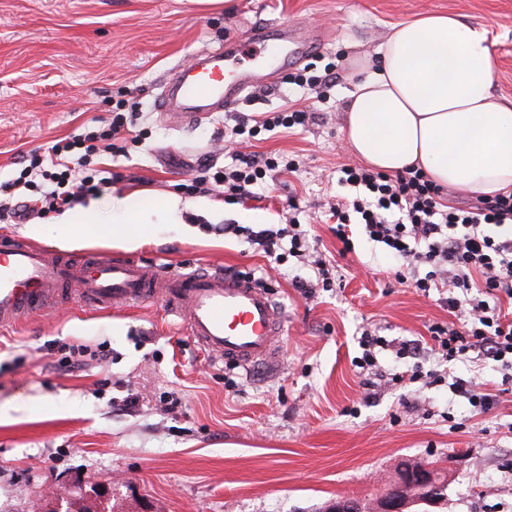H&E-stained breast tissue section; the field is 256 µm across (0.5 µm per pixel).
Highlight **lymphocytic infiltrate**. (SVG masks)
Wrapping results in <instances>:
<instances>
[{"label": "lymphocytic infiltrate", "mask_w": 512, "mask_h": 512, "mask_svg": "<svg viewBox=\"0 0 512 512\" xmlns=\"http://www.w3.org/2000/svg\"><path fill=\"white\" fill-rule=\"evenodd\" d=\"M315 115L310 105L286 106L254 120L225 113L224 149L237 156L238 164L231 169L204 170L188 184V191L202 193L220 187L225 200L238 202L253 197L269 172H295L293 162L258 153L243 156L238 148L264 132L305 126ZM138 139L139 132L125 113H115L110 124L54 140L44 154L33 156L16 181L38 186L40 214L62 212L109 185V177L95 166L98 154L121 152L123 143ZM337 182L352 191L329 207L343 252L352 249L348 226L361 225L368 240L383 244L400 259L395 272L399 283L426 295L447 289L445 301L455 320L430 326L431 352L448 363H497L503 384H511L512 318L504 315L502 301L512 300V193L459 206L446 189L415 168L390 175L346 165L339 169ZM248 237L274 264L291 257L308 261L309 276L296 277L294 282L304 298L332 287L330 270L325 260L311 257L299 220L252 230Z\"/></svg>", "instance_id": "1"}]
</instances>
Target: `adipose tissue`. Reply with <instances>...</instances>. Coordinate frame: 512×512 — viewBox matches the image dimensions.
<instances>
[{"label":"adipose tissue","instance_id":"ef3b65f1","mask_svg":"<svg viewBox=\"0 0 512 512\" xmlns=\"http://www.w3.org/2000/svg\"><path fill=\"white\" fill-rule=\"evenodd\" d=\"M359 79L345 95L343 133L363 162L392 174L421 169L435 184L480 196L512 191V104L493 91L498 61L488 31L452 13L392 24L373 52L349 61ZM134 195L77 207L60 222L76 237L112 220L152 231L177 210Z\"/></svg>","mask_w":512,"mask_h":512}]
</instances>
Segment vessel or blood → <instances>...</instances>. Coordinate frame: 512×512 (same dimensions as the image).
I'll use <instances>...</instances> for the list:
<instances>
[{
  "mask_svg": "<svg viewBox=\"0 0 512 512\" xmlns=\"http://www.w3.org/2000/svg\"><path fill=\"white\" fill-rule=\"evenodd\" d=\"M272 38L287 44L294 56L319 42L318 35L297 27L258 26L248 32L255 44ZM228 55L219 49L177 68L164 85L161 111L189 124L231 108L245 91L270 82V74L249 70L227 81ZM71 300L98 311L159 300L212 360L248 369L278 359L275 339L284 324L283 311L251 274L228 272L218 263L175 268L132 258H76L16 235H0V329L51 313Z\"/></svg>",
  "mask_w": 512,
  "mask_h": 512,
  "instance_id": "obj_1",
  "label": "vessel or blood"
}]
</instances>
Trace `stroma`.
Instances as JSON below:
<instances>
[{
  "label": "stroma",
  "instance_id": "35a3bbf8",
  "mask_svg": "<svg viewBox=\"0 0 512 512\" xmlns=\"http://www.w3.org/2000/svg\"><path fill=\"white\" fill-rule=\"evenodd\" d=\"M433 11L488 26L494 90L512 103V0H0V197L23 156L110 122L122 99L143 137L128 152L101 156L112 183L95 202L107 208L132 194L192 202L179 222L155 225L135 244L108 231L66 239L51 215L0 218V232L74 255L221 263L271 283L286 314L273 373L209 360L157 301L109 313L72 302L0 331V512H324L340 498L372 508L406 464L431 467L446 483L426 512H512V392H501L500 370L490 362L451 368L462 377L479 368L497 394L481 413L447 382L393 383L412 361L385 350L373 397L363 401L366 373L354 364L362 331L419 340L452 316L437 294L398 284L394 259L359 225L351 227L352 252L339 255L324 221L341 192L336 168L358 162L341 132L348 41L372 52L391 24ZM270 23L321 27L306 62L341 75L318 92L278 81L252 88L236 107L256 117L288 101L316 102L320 116L306 128L264 133L254 146L299 170L279 175L271 193L235 204L215 192L186 195L184 183L202 166L225 164L213 143L224 115L179 124L160 112V87L199 52L244 45L247 28ZM239 58L244 67L278 68L245 45ZM292 196L311 245L340 276L338 288L314 300L293 285L302 263L270 267L245 236L222 232L227 224L287 223ZM103 342L112 351L106 363L73 373L58 367L68 346ZM171 399L179 406L165 411Z\"/></svg>",
  "mask_w": 512,
  "mask_h": 512
}]
</instances>
